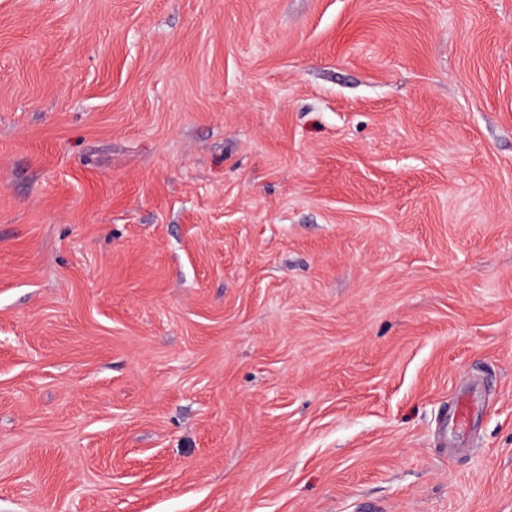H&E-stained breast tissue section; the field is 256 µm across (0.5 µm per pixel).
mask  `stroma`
<instances>
[{
    "mask_svg": "<svg viewBox=\"0 0 512 512\" xmlns=\"http://www.w3.org/2000/svg\"><path fill=\"white\" fill-rule=\"evenodd\" d=\"M0 512H512V0H0Z\"/></svg>",
    "mask_w": 512,
    "mask_h": 512,
    "instance_id": "1",
    "label": "stroma"
}]
</instances>
